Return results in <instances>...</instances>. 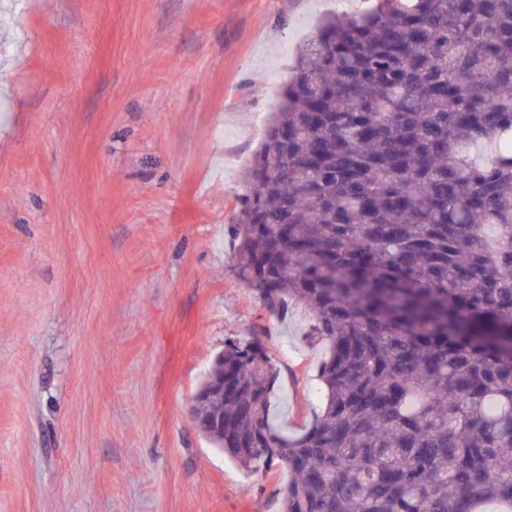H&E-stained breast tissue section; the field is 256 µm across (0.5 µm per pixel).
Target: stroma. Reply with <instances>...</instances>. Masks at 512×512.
<instances>
[{
	"label": "stroma",
	"mask_w": 512,
	"mask_h": 512,
	"mask_svg": "<svg viewBox=\"0 0 512 512\" xmlns=\"http://www.w3.org/2000/svg\"><path fill=\"white\" fill-rule=\"evenodd\" d=\"M367 0H0V512H279L190 414L259 337L275 424L327 355L238 278L230 226L317 18Z\"/></svg>",
	"instance_id": "1"
}]
</instances>
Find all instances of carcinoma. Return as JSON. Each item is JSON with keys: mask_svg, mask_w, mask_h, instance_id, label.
<instances>
[{"mask_svg": "<svg viewBox=\"0 0 512 512\" xmlns=\"http://www.w3.org/2000/svg\"><path fill=\"white\" fill-rule=\"evenodd\" d=\"M245 182L237 273L311 312L321 408L279 432L272 356L232 341L202 434L254 473L280 461L282 512L512 506V0L323 18Z\"/></svg>", "mask_w": 512, "mask_h": 512, "instance_id": "cac0c4a2", "label": "carcinoma"}]
</instances>
